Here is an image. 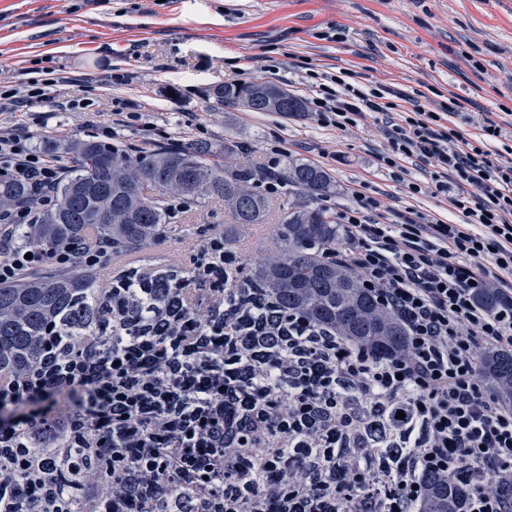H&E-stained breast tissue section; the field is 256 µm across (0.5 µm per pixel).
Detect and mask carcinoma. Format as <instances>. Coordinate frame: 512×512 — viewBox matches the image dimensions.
I'll list each match as a JSON object with an SVG mask.
<instances>
[{
	"instance_id": "cac0c4a2",
	"label": "carcinoma",
	"mask_w": 512,
	"mask_h": 512,
	"mask_svg": "<svg viewBox=\"0 0 512 512\" xmlns=\"http://www.w3.org/2000/svg\"><path fill=\"white\" fill-rule=\"evenodd\" d=\"M273 85L224 84L212 89L216 104L233 109L245 90L257 95ZM70 166L54 187L56 202L38 223L20 230L15 243L46 251L66 249L71 260L63 268L45 267L17 282L0 284V384L20 381L49 352L46 331L70 318L75 327L67 348L79 350L94 335L87 324L104 315L91 309L102 270L117 253L148 247L176 230L174 203L204 208L224 202L230 235L266 223L270 201L265 182H280L283 194L295 197L280 206L271 247L253 262L251 272H224V287L236 296L254 293L272 299L280 313L300 316L312 328L334 332L351 350L378 359L408 351V331L361 285L351 268L336 263L339 239L336 220L317 201L334 190L321 166L289 160L278 170L239 163H215L205 142L165 146L149 155L130 156L123 148L94 139L74 138L66 144ZM28 186L0 181V209L25 200ZM101 238L107 252L96 267L85 264L82 242ZM488 388L512 405V352H491L481 359ZM424 512H460L463 484L431 476L426 481Z\"/></svg>"
}]
</instances>
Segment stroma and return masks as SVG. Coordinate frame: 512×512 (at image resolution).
<instances>
[{
    "label": "stroma",
    "instance_id": "obj_1",
    "mask_svg": "<svg viewBox=\"0 0 512 512\" xmlns=\"http://www.w3.org/2000/svg\"><path fill=\"white\" fill-rule=\"evenodd\" d=\"M47 58L57 82L41 110L52 113L32 145L69 164L61 140L97 137L70 99H88L100 123L114 112L124 123L115 144L132 154L206 141L243 148L254 164L268 157L303 159L326 168L336 187L320 206L339 213L357 194H378L392 212L431 214L460 223L442 194H411L419 180L392 179L378 164L387 150L385 118L367 117L340 131L313 112H252L216 106L215 86L269 82L310 102L306 69L354 74L368 88L404 90L424 107L455 98L460 113L449 126L474 133L463 114H512V0H0V83L23 86L34 62ZM127 74L122 83L106 76ZM151 115L145 130L137 115ZM224 219L219 202L180 213L184 229L113 263L112 274L171 266L198 270L207 262L210 229Z\"/></svg>",
    "mask_w": 512,
    "mask_h": 512
}]
</instances>
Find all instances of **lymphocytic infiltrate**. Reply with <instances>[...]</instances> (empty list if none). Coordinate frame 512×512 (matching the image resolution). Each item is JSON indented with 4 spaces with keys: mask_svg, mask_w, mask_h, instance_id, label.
<instances>
[{
    "mask_svg": "<svg viewBox=\"0 0 512 512\" xmlns=\"http://www.w3.org/2000/svg\"><path fill=\"white\" fill-rule=\"evenodd\" d=\"M309 77L320 124L342 131L385 116L379 164L419 167L425 181L409 183L411 193L458 188V224L429 214L388 221L381 199L366 196L340 217L348 247L336 257L406 326L407 356L341 357L335 337L300 316L223 293L211 296L208 322L195 323L209 275L231 262L213 236L207 251L220 261L205 276L171 292L148 273L119 278L104 343L0 391V512H243L258 501L276 512H421L432 475L466 479L462 512H512V492L484 485L512 468V407L485 389L480 370L482 353L512 351V130L485 117L466 138L445 123L456 100L399 112L404 92L364 89L344 71ZM45 88L0 85V112L30 113L0 129V179L33 191L0 213V282L70 260L13 244L61 176L28 145L32 127L50 120L33 109ZM489 288L507 296L498 310L477 301ZM247 460L273 477L255 483Z\"/></svg>",
    "mask_w": 512,
    "mask_h": 512,
    "instance_id": "f902f5d3",
    "label": "lymphocytic infiltrate"
}]
</instances>
